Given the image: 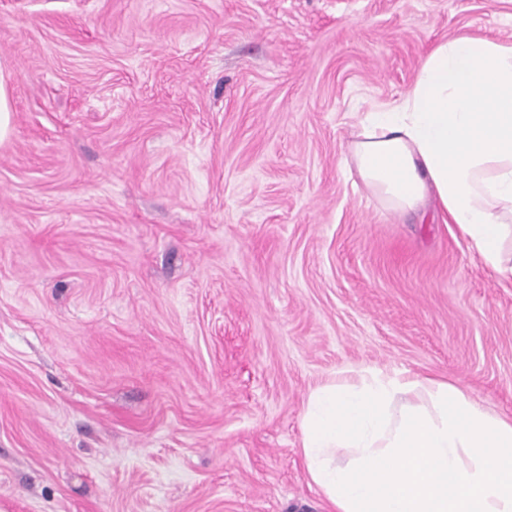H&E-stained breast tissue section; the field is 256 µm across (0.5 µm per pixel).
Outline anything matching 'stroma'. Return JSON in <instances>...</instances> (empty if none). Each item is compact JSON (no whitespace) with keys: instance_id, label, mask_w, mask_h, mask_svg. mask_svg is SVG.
Segmentation results:
<instances>
[{"instance_id":"35a3bbf8","label":"stroma","mask_w":512,"mask_h":512,"mask_svg":"<svg viewBox=\"0 0 512 512\" xmlns=\"http://www.w3.org/2000/svg\"><path fill=\"white\" fill-rule=\"evenodd\" d=\"M462 33L512 0H0V512H326L347 368L512 418V282L342 165ZM12 128V108L5 75L0 71V141L5 139Z\"/></svg>"}]
</instances>
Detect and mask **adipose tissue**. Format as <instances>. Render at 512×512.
<instances>
[{
	"instance_id": "obj_1",
	"label": "adipose tissue",
	"mask_w": 512,
	"mask_h": 512,
	"mask_svg": "<svg viewBox=\"0 0 512 512\" xmlns=\"http://www.w3.org/2000/svg\"><path fill=\"white\" fill-rule=\"evenodd\" d=\"M343 163L386 210L457 225L512 279V41L438 42ZM302 451L330 512H512V419L449 380L351 371L309 395Z\"/></svg>"
}]
</instances>
